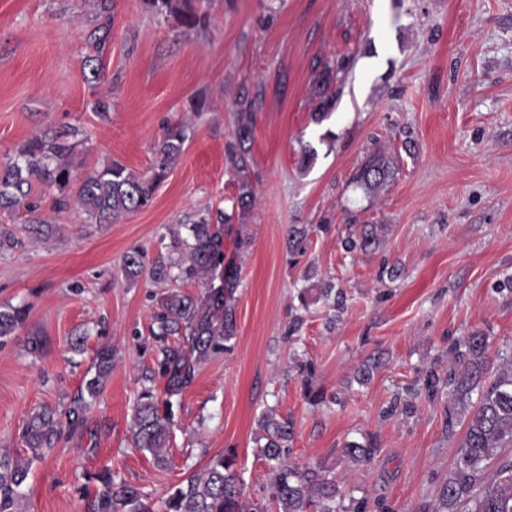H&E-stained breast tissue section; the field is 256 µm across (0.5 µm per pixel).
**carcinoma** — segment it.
Instances as JSON below:
<instances>
[{"label":"carcinoma","mask_w":512,"mask_h":512,"mask_svg":"<svg viewBox=\"0 0 512 512\" xmlns=\"http://www.w3.org/2000/svg\"><path fill=\"white\" fill-rule=\"evenodd\" d=\"M205 0H145L157 15L173 17L183 28L195 30L205 26ZM96 19L100 23L89 39L95 55L83 61L86 80L96 82L104 72V58L112 42V0H95ZM336 66L325 63L313 79L314 122L321 123L336 105L329 93L335 82ZM232 139L225 148V160L239 174L238 193L233 207L246 210L254 201L253 185L247 174L248 143L256 121L255 102L240 99ZM191 128L176 123L166 128L154 144V162L148 175H136L118 161L75 179L73 153L83 135L78 127L47 129L30 138L14 156L0 162V211H26L28 231L35 237H48L54 224L40 213L33 198V188L42 185L55 191L54 209L63 212L82 210L94 224H112L122 217L151 206L155 191L178 164L189 139ZM398 170L396 159L378 150L372 153L353 177L364 193L383 190ZM79 184H74V181ZM231 215H188L180 222L186 236L177 239L185 258L176 262L158 253L148 260L139 249L128 251L122 272L129 282L143 273L156 282L171 283V290L159 300L152 330L155 358L153 373L163 381V394L151 387L138 395L132 414L134 447L150 452L156 466L168 467L164 448L168 447L175 426L174 406L191 386L196 371L205 361L233 348L236 326V272L223 267L222 233ZM382 226L361 224L343 245L348 253L363 254L380 243ZM196 280L205 285L199 294L186 293L177 282ZM25 304L0 306V339L14 335L28 320ZM489 336L473 329L448 346V371L430 370L420 380L415 394L430 400L447 397L444 406L448 430L464 427L453 467L440 492L435 512H512V459L492 470L498 450L512 445V358L499 366L496 378L486 383L494 369L488 353ZM114 349L100 346L94 356L92 374L80 391L62 410L47 405L35 408L27 417L20 438L27 450L23 456L8 449L0 451V512H10L21 497L34 460L50 451L67 433L84 426L86 411L104 390L112 374ZM304 381V398L313 405L325 395L309 384L314 376L311 363L298 364ZM262 430L258 444L260 454L273 471L271 498L278 512H366L365 502H346L336 481L314 468H302L286 462L294 438L291 418L269 411L259 420ZM377 441L370 436L362 442L345 444L343 456L356 464H369ZM86 490L93 487L92 512H153L139 488L116 478L109 467L86 476ZM163 512H258L246 501L236 467V454L228 449L214 455L204 469L172 484L163 500Z\"/></svg>","instance_id":"carcinoma-1"}]
</instances>
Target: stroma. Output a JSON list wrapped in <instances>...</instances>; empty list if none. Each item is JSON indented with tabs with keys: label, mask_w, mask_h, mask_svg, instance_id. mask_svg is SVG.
Returning <instances> with one entry per match:
<instances>
[{
	"label": "stroma",
	"mask_w": 512,
	"mask_h": 512,
	"mask_svg": "<svg viewBox=\"0 0 512 512\" xmlns=\"http://www.w3.org/2000/svg\"><path fill=\"white\" fill-rule=\"evenodd\" d=\"M91 3L0 0V161L46 127L73 125L84 132L79 172L116 160L143 175L166 123L193 133L152 205L118 222L53 213L49 191L41 211L56 231L47 238H31L24 214H0L18 238L0 253V305L30 307L25 328L0 344V448L23 451L28 413L68 403L95 349H116L83 429L33 462L14 512H89L79 488L106 465L160 512L171 484L229 448L246 498L277 512L254 442L267 410L295 422L288 462L336 478L367 512H434L459 438L443 402L411 391L425 371L447 370L449 344L468 330L487 333L491 356L512 354V0H208L209 24L197 30L144 0H112V44L95 84L82 70ZM326 61L341 64V81L318 124L311 84ZM243 95L255 98L257 120L255 198L242 213L224 149ZM193 98L204 112H190ZM99 99L112 103L107 118L92 110ZM307 143L317 156L303 169ZM377 148L399 171L368 198L351 179ZM217 209L233 214L224 255L238 273L234 349L201 364L183 393L161 469L133 447L130 425L169 286L125 281L122 258L133 248L155 257L179 218ZM360 223L383 225L380 245L348 253L343 241ZM292 225L307 230L299 254L288 248ZM322 282L342 302L301 308L298 290ZM81 333L77 352L70 339ZM301 361L315 367L321 404L303 396ZM370 362V381L359 383ZM408 399L409 415L397 407ZM367 434L374 460L348 465L345 443Z\"/></svg>",
	"instance_id": "35a3bbf8"
}]
</instances>
